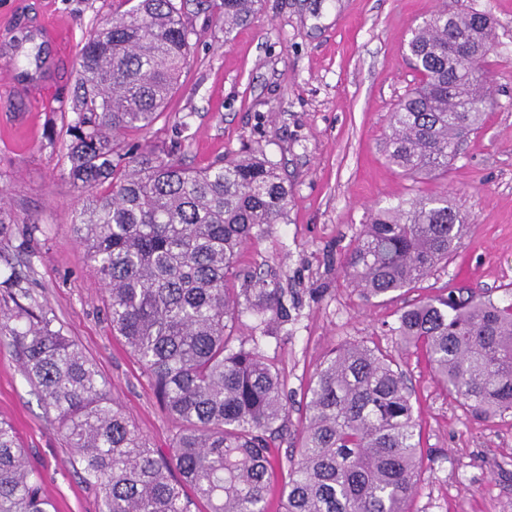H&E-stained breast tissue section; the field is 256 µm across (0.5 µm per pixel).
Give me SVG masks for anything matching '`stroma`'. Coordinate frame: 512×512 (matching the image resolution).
I'll list each match as a JSON object with an SVG mask.
<instances>
[{"label":"stroma","instance_id":"obj_1","mask_svg":"<svg viewBox=\"0 0 512 512\" xmlns=\"http://www.w3.org/2000/svg\"><path fill=\"white\" fill-rule=\"evenodd\" d=\"M119 0H0V191L19 227L36 225L34 256L0 244V268L28 269L25 289L50 307L67 334L112 382V395L155 448L180 424L114 336L102 293L72 231L79 192L62 173L66 111L79 47ZM493 19L490 103L447 173L403 175L383 145L390 116L415 85L404 55L412 31L440 7ZM200 35L167 112L129 144L176 148L202 167L252 150L288 180V221L272 225L240 258L283 288L290 318L263 345L288 395L277 460L301 442L304 393L328 353L352 341L387 350L405 372L422 434L411 512H512V411L483 420L436 381L422 354L390 332L398 312L460 290L501 297L512 288V0H261L243 27L225 32L191 14ZM448 194L470 215L446 263L414 288L364 299L342 268L371 208ZM0 416L41 468L52 512H99L53 414L24 377L12 344L0 343Z\"/></svg>","mask_w":512,"mask_h":512}]
</instances>
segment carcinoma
I'll return each mask as SVG.
<instances>
[{
    "label": "carcinoma",
    "mask_w": 512,
    "mask_h": 512,
    "mask_svg": "<svg viewBox=\"0 0 512 512\" xmlns=\"http://www.w3.org/2000/svg\"><path fill=\"white\" fill-rule=\"evenodd\" d=\"M259 0H222L224 31L248 22ZM187 0H137L97 22L78 51L65 171L83 197L72 221L104 292L112 334L150 377L181 428L151 445L96 364L48 306L18 302L21 274L0 269V340L20 352L25 377L55 413L101 512H190V489L210 512H266L271 442L288 414L280 369L236 340L239 315L288 322L282 289L252 275L230 282L248 242L286 223L290 192L275 164L244 155L186 167L158 145L120 136L152 127L190 60L197 35ZM488 14L443 8L412 31L422 75L391 114L388 162L406 175L446 172L477 132L490 92L482 67ZM470 218L443 195L371 211L343 270L367 298L412 288L448 261ZM0 197V243L28 249ZM391 331L422 353L468 411L512 410V289L501 299L450 294L401 310ZM306 424L283 487L284 512H409L418 489L419 424L405 374L377 345L333 351L306 388ZM0 512H51L41 470L13 424L0 418Z\"/></svg>",
    "instance_id": "carcinoma-1"
}]
</instances>
